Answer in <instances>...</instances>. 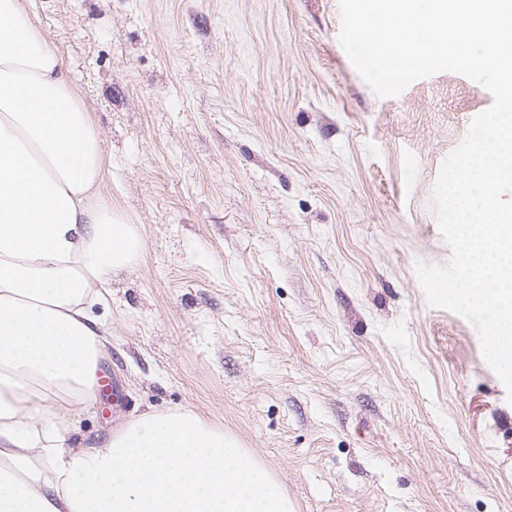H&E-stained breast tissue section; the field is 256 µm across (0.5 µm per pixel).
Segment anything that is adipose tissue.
Masks as SVG:
<instances>
[{
    "label": "adipose tissue",
    "instance_id": "ef3b65f1",
    "mask_svg": "<svg viewBox=\"0 0 512 512\" xmlns=\"http://www.w3.org/2000/svg\"><path fill=\"white\" fill-rule=\"evenodd\" d=\"M80 92L22 0H0V512H293L275 476L190 410L74 444L110 333L112 272L141 249L101 187Z\"/></svg>",
    "mask_w": 512,
    "mask_h": 512
}]
</instances>
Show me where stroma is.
<instances>
[{
    "instance_id": "35a3bbf8",
    "label": "stroma",
    "mask_w": 512,
    "mask_h": 512,
    "mask_svg": "<svg viewBox=\"0 0 512 512\" xmlns=\"http://www.w3.org/2000/svg\"><path fill=\"white\" fill-rule=\"evenodd\" d=\"M99 131L142 251L77 438L192 409L294 512H512V404L476 328L428 305L433 191L492 97L441 72L378 97L338 0H23Z\"/></svg>"
}]
</instances>
